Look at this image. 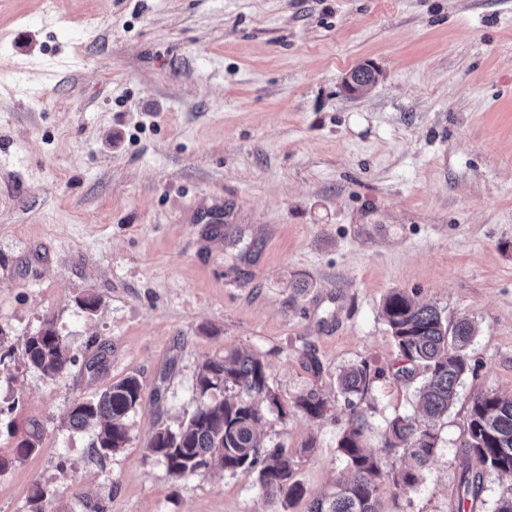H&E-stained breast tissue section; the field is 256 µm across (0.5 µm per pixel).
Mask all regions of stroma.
<instances>
[{
	"label": "stroma",
	"instance_id": "1",
	"mask_svg": "<svg viewBox=\"0 0 512 512\" xmlns=\"http://www.w3.org/2000/svg\"><path fill=\"white\" fill-rule=\"evenodd\" d=\"M360 63L379 80L347 96ZM395 290L478 331L435 457L381 508L459 512L477 473L474 512H493L512 480L461 444L473 394H512V0H0V512L39 486L45 512H306L346 474L340 371L377 375L368 447L416 413L379 315ZM49 323L75 358L53 378L22 346ZM228 349L289 408L329 400L262 423L303 500L146 454ZM131 375L129 440L98 458L66 416ZM32 420L40 446L14 460ZM293 407L310 419H319L326 412L327 400L320 392L310 390L296 397L293 401Z\"/></svg>",
	"mask_w": 512,
	"mask_h": 512
}]
</instances>
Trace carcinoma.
Wrapping results in <instances>:
<instances>
[{
    "instance_id": "cac0c4a2",
    "label": "carcinoma",
    "mask_w": 512,
    "mask_h": 512,
    "mask_svg": "<svg viewBox=\"0 0 512 512\" xmlns=\"http://www.w3.org/2000/svg\"><path fill=\"white\" fill-rule=\"evenodd\" d=\"M380 316L398 349L401 366L396 376H421L418 404L424 421L396 416L388 421L384 445H365L368 417L360 404L366 401L376 376L365 364L343 369L338 391L347 397L350 418L337 445L349 477L336 481V492L309 502L307 512H381L380 493L385 485L401 491L418 485L423 470L437 450L436 426L453 407L458 388L471 371L467 348L477 333L474 322L448 320L433 304H418L407 294H388ZM24 355L44 376L54 378L74 362L62 336L49 324L23 337ZM143 385L136 376L125 377L95 397L77 402L67 424L75 430L94 428L91 448L106 458L128 440L127 419L136 409ZM197 404L190 417L172 430L158 429L146 452L166 464L169 474L182 478L213 465L232 473L256 476L267 495L282 494L300 500L304 489L295 480L294 463L280 448L263 446L259 425L265 412L284 415L279 397L270 387L266 366L254 354L236 349L221 357L206 358L195 383ZM293 407L310 419L327 409L323 395L310 390L293 401ZM467 456L486 468L512 477V395L493 390L476 395L466 420ZM42 435L32 421L16 448L19 458L34 453ZM481 493L480 476L465 479L458 491L459 508L475 503Z\"/></svg>"
}]
</instances>
